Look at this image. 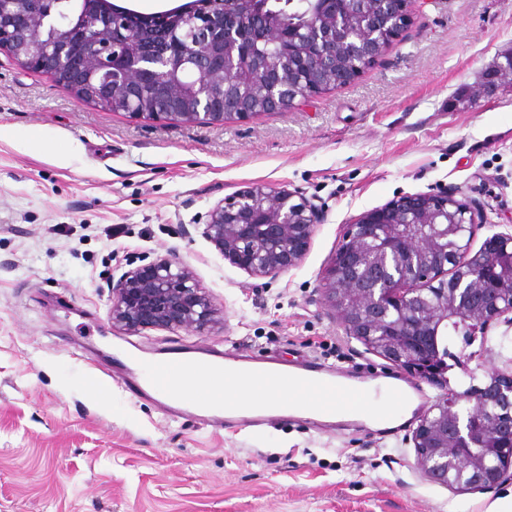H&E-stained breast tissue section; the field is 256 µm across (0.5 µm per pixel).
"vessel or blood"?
I'll use <instances>...</instances> for the list:
<instances>
[{
    "label": "vessel or blood",
    "instance_id": "obj_1",
    "mask_svg": "<svg viewBox=\"0 0 512 512\" xmlns=\"http://www.w3.org/2000/svg\"><path fill=\"white\" fill-rule=\"evenodd\" d=\"M118 370L137 394L156 400L173 413L193 409L217 423L241 419L261 423L271 417L268 407L259 401L225 398L222 385L226 382L264 385L287 378L296 398L324 414L363 405L376 390L344 370L329 369L313 360L289 365L210 350L169 352L153 359L131 350L119 360ZM379 390L393 413L417 393L413 384L398 378L384 381Z\"/></svg>",
    "mask_w": 512,
    "mask_h": 512
}]
</instances>
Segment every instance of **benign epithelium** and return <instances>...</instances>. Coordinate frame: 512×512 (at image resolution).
<instances>
[{
    "label": "benign epithelium",
    "mask_w": 512,
    "mask_h": 512,
    "mask_svg": "<svg viewBox=\"0 0 512 512\" xmlns=\"http://www.w3.org/2000/svg\"><path fill=\"white\" fill-rule=\"evenodd\" d=\"M411 0L382 39L359 38L361 55L373 60L390 46L408 23ZM97 28L69 19L58 29L55 44L37 34L42 21L28 0H0V53L51 73L60 68L63 83L74 91L93 87L94 98L110 102L137 82L130 68L107 82L96 74L112 68L118 42L129 36L120 27L125 13L105 6ZM341 28L315 29L317 53L311 56L312 78L324 79V64L334 59ZM79 40L80 53L70 51ZM224 81L243 83L271 72L280 81L270 87L268 103L276 108L292 81L275 61L256 63L255 72L240 66L234 46L223 43ZM180 65L193 80L196 111L172 112L185 122L222 124L244 112H210L221 90L204 78V54L184 56ZM318 207L290 191L255 185L215 205L206 237L231 264L255 275L276 274L300 264L316 224ZM485 227L480 212L465 196L442 191L403 196L363 213L349 224L322 277L329 306L346 333L366 349L442 391L419 419L411 440L420 470L432 481L455 488L497 486L512 468V358L487 371V382L462 392L448 386L445 356L439 349L441 328L472 330L512 314V233L486 237L478 250L471 242ZM130 270L112 286V326L129 332L190 329L211 323L217 309L199 287L189 267L159 258Z\"/></svg>",
    "instance_id": "7a95c632"
}]
</instances>
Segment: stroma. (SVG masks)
Here are the masks:
<instances>
[{"mask_svg": "<svg viewBox=\"0 0 512 512\" xmlns=\"http://www.w3.org/2000/svg\"><path fill=\"white\" fill-rule=\"evenodd\" d=\"M410 11L349 83L221 125L108 112L0 54V512H487L512 493V480H428L407 430L218 426L102 372L136 345L377 375L390 363L346 335L322 288L346 225L444 188L484 215L473 248L512 230V83L495 77L512 57V0H412ZM257 184L320 210L302 262L273 276L224 261L204 234L216 204ZM160 257L192 270L221 321L113 328V285ZM510 357L504 320L449 332V386Z\"/></svg>", "mask_w": 512, "mask_h": 512, "instance_id": "stroma-1", "label": "stroma"}]
</instances>
